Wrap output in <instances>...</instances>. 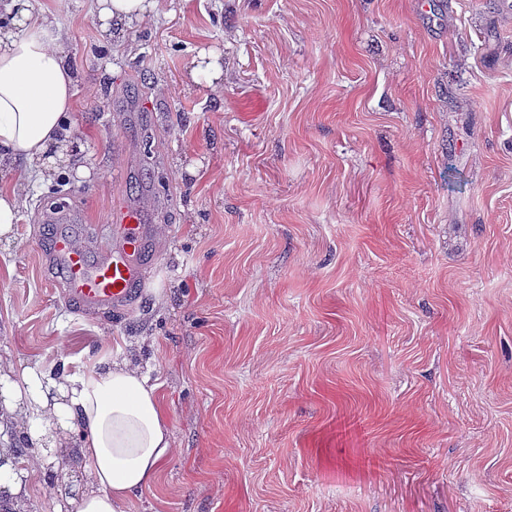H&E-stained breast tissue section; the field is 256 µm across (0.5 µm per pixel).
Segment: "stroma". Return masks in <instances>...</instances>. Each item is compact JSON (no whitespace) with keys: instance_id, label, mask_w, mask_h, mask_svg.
Masks as SVG:
<instances>
[{"instance_id":"stroma-1","label":"stroma","mask_w":512,"mask_h":512,"mask_svg":"<svg viewBox=\"0 0 512 512\" xmlns=\"http://www.w3.org/2000/svg\"><path fill=\"white\" fill-rule=\"evenodd\" d=\"M31 7L87 172L0 241V360L140 351L176 453L126 512H512V0H165L117 40L94 0ZM60 186L92 245L141 211L131 307L64 299ZM70 438L29 512L78 495ZM189 74L194 82L204 81L207 87L213 90L221 89L220 79L223 76V69L215 58L205 60V56L195 58L190 62Z\"/></svg>"}]
</instances>
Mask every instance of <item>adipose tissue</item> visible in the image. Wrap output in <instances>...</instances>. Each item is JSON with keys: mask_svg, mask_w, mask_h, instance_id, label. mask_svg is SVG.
Segmentation results:
<instances>
[{"mask_svg": "<svg viewBox=\"0 0 512 512\" xmlns=\"http://www.w3.org/2000/svg\"><path fill=\"white\" fill-rule=\"evenodd\" d=\"M161 0H95L102 30L142 22ZM10 28L0 30V153L29 163L69 164L63 143L73 123L74 79L60 23L33 13L29 0H11ZM24 431L32 459L0 448V492L12 512H26V476L43 465V449L60 447L73 426L83 439L77 450L83 492L75 512H124L138 492L150 488L173 457L169 423L155 385L131 360L101 361L68 369L25 368L18 377L0 372V433Z\"/></svg>", "mask_w": 512, "mask_h": 512, "instance_id": "obj_1", "label": "adipose tissue"}]
</instances>
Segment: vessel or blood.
<instances>
[{
  "instance_id": "b4317fda",
  "label": "vessel or blood",
  "mask_w": 512,
  "mask_h": 512,
  "mask_svg": "<svg viewBox=\"0 0 512 512\" xmlns=\"http://www.w3.org/2000/svg\"><path fill=\"white\" fill-rule=\"evenodd\" d=\"M117 220L124 226L122 243L96 249L79 241L76 230L86 222L83 215L65 213L58 218L69 230L55 236L50 261L62 274L66 299L78 309L89 311L125 303L140 280L128 257L147 248L142 216L137 209L123 207Z\"/></svg>"
}]
</instances>
